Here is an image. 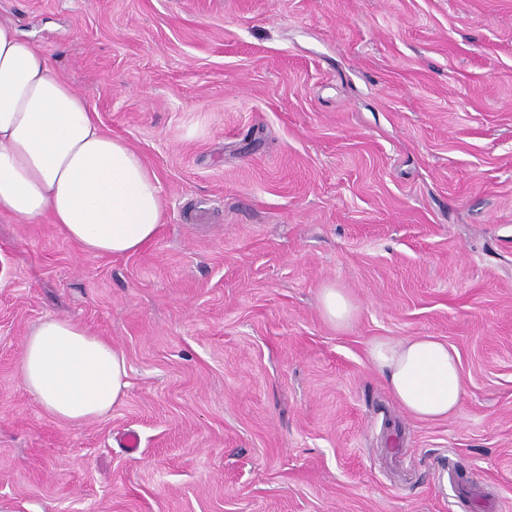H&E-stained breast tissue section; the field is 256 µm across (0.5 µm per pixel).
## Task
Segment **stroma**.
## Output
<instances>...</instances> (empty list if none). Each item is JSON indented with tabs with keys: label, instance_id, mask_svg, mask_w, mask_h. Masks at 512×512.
<instances>
[{
	"label": "stroma",
	"instance_id": "1",
	"mask_svg": "<svg viewBox=\"0 0 512 512\" xmlns=\"http://www.w3.org/2000/svg\"><path fill=\"white\" fill-rule=\"evenodd\" d=\"M0 20L163 199L117 257L0 218V512H512V0H0ZM47 315L125 354L106 417L61 424L25 389ZM408 336L459 353L455 416L412 418L369 364ZM321 304L325 317L337 326L347 325L355 313L354 305L342 288H324Z\"/></svg>",
	"mask_w": 512,
	"mask_h": 512
}]
</instances>
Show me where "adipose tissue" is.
Listing matches in <instances>:
<instances>
[{"label": "adipose tissue", "instance_id": "adipose-tissue-1", "mask_svg": "<svg viewBox=\"0 0 512 512\" xmlns=\"http://www.w3.org/2000/svg\"><path fill=\"white\" fill-rule=\"evenodd\" d=\"M50 219L90 256L135 252L162 222L161 186L141 156L103 130L87 98L59 78L47 55L0 22V217ZM372 365L420 420L454 416L465 397L456 350L434 336L378 339ZM22 382L59 422L106 416L129 386L124 353L70 319L47 316L30 330Z\"/></svg>", "mask_w": 512, "mask_h": 512}]
</instances>
